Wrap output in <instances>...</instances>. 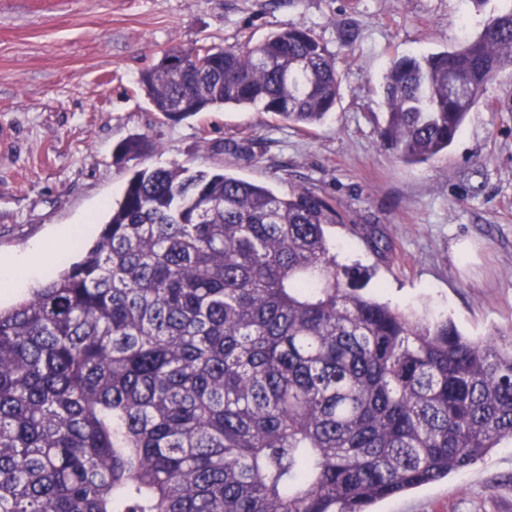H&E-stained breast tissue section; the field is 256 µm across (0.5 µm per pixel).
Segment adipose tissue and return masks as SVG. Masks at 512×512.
<instances>
[{
    "label": "adipose tissue",
    "instance_id": "adipose-tissue-1",
    "mask_svg": "<svg viewBox=\"0 0 512 512\" xmlns=\"http://www.w3.org/2000/svg\"><path fill=\"white\" fill-rule=\"evenodd\" d=\"M70 229H63L52 242L38 241L25 251L0 257V288L23 290L35 285L48 270L42 260L45 251H52L53 262L62 263L69 257Z\"/></svg>",
    "mask_w": 512,
    "mask_h": 512
}]
</instances>
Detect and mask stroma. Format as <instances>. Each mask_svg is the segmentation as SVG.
<instances>
[{
  "label": "stroma",
  "mask_w": 512,
  "mask_h": 512,
  "mask_svg": "<svg viewBox=\"0 0 512 512\" xmlns=\"http://www.w3.org/2000/svg\"><path fill=\"white\" fill-rule=\"evenodd\" d=\"M501 0H0V256L93 217V240L127 177L133 136L145 163L226 170L277 191L302 184L348 216L340 263L374 268L368 290L472 336L512 331V74H501L448 153L408 165L384 147L383 75L395 58L458 46ZM336 57L341 95L302 130L254 107L179 122L154 112L141 71L173 47H230L290 27ZM249 145L251 160L224 149ZM389 253L377 254L371 236ZM373 512H512V445ZM154 150H156V145L146 137H132L118 147L114 162L126 164L133 160H141Z\"/></svg>",
  "instance_id": "obj_1"
}]
</instances>
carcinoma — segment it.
<instances>
[{"mask_svg": "<svg viewBox=\"0 0 512 512\" xmlns=\"http://www.w3.org/2000/svg\"><path fill=\"white\" fill-rule=\"evenodd\" d=\"M450 51L384 77L383 145L448 151L512 73V0ZM195 57L186 75L163 63ZM177 121L255 106L302 129L340 96L336 58L287 28L173 48L138 80ZM156 150L141 136L114 162ZM345 223L305 186L130 169L95 240L0 309V512H368L512 442V336L474 339L365 292Z\"/></svg>", "mask_w": 512, "mask_h": 512, "instance_id": "carcinoma-1", "label": "carcinoma"}]
</instances>
